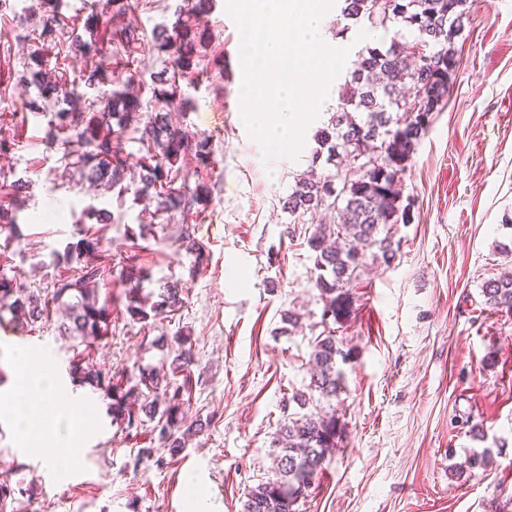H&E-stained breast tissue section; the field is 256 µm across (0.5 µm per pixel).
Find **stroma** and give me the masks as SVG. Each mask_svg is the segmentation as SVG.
<instances>
[{"mask_svg": "<svg viewBox=\"0 0 512 512\" xmlns=\"http://www.w3.org/2000/svg\"><path fill=\"white\" fill-rule=\"evenodd\" d=\"M179 2L149 0L138 13V39L121 55L144 74L163 67L151 34L174 22ZM226 7V0H213L205 17L209 48L222 66H209L198 86H185L189 103L172 115L190 133L212 139L211 199L145 237L138 234L150 220L144 202L78 180L46 143L47 123L32 111L35 89L15 80L39 43L38 0H8L0 8V136L18 141L0 153V178L30 183L13 262L35 285L50 283L59 269L48 254L63 249L84 209L111 211L103 237L113 276L105 292L122 293V260L134 251L152 270L151 289L181 281L186 303L145 329L120 320L108 343L77 353L96 368L135 374L171 353L172 336L189 334L188 418L204 422L168 464L134 471L130 461L151 435L129 442L107 415L108 398L87 385L76 388L67 374L77 354L69 338L53 323L29 332L0 323L1 369L13 373L14 345L47 352L62 402L79 389L95 412L96 431L65 483L48 476L42 460L21 455L10 419H0V476L33 487L39 512H188L184 482L192 472L202 477L207 512H242L249 490L273 475L272 442L286 412L299 410L292 397L308 390L312 344L323 330L307 243L319 217L292 221L283 202L296 177L331 170L316 160L313 134L335 112L344 79L331 82L298 158L265 167L241 116L240 35ZM339 15L328 11L326 31L343 32L350 70L359 51L389 37L363 24L340 30ZM456 47L460 64L448 106L402 178L413 219L395 227L397 256L389 264L367 261L347 290L349 315L335 325L352 357L342 366L339 399L317 409L336 413L341 448L297 512H512V315L486 310L481 294L484 281L512 268V228L504 224L512 216V0H473ZM185 223L205 246L196 273L178 242ZM288 311L300 323L285 333L281 316ZM476 428L483 438L473 436ZM486 449L488 467L465 468Z\"/></svg>", "mask_w": 512, "mask_h": 512, "instance_id": "obj_1", "label": "stroma"}]
</instances>
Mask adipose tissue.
<instances>
[{
  "mask_svg": "<svg viewBox=\"0 0 512 512\" xmlns=\"http://www.w3.org/2000/svg\"><path fill=\"white\" fill-rule=\"evenodd\" d=\"M14 352L19 381L0 395V414L13 418L21 434L23 454L46 460L51 475L58 482H67L74 462L83 453V439L90 429L79 420L78 409L58 411L57 385L49 355L34 359L20 346ZM43 406L55 410L54 428L51 434L35 436L31 428Z\"/></svg>",
  "mask_w": 512,
  "mask_h": 512,
  "instance_id": "ef3b65f1",
  "label": "adipose tissue"
}]
</instances>
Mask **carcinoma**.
Instances as JSON below:
<instances>
[{"label":"carcinoma","instance_id":"carcinoma-1","mask_svg":"<svg viewBox=\"0 0 512 512\" xmlns=\"http://www.w3.org/2000/svg\"><path fill=\"white\" fill-rule=\"evenodd\" d=\"M63 0H40L48 6L40 37L49 45L58 40ZM170 27L157 29L152 38L153 52L165 67L151 76L153 110L142 97L131 92L132 85L145 81L130 61L113 53L112 90L97 94L104 71L90 64L70 78L67 69L48 67L44 49L31 52L30 64L16 71V80L30 85L38 96L54 100L57 107L42 113L47 119L49 147L63 153L67 165L81 178L100 185L121 198L131 192L139 201L155 205L154 214L172 221L197 205L210 200L204 182L190 186L184 162L192 158L195 170L216 164L212 139L206 135L190 138L182 127L173 124L170 112L187 104L182 83L199 84L207 73L203 51L209 48L210 33L200 15L211 9L210 0H183ZM90 14L83 30L85 39L71 32L70 48L81 58L102 52V42L121 46L137 36V14L129 0H90ZM469 0H343L341 15L362 22L371 30L393 32L389 46L366 48L359 54L339 94L336 112L327 127L317 131L319 148L327 159L343 158L336 171L328 175L300 177L283 202V209L294 218L326 210L333 215L327 224L314 227L308 245L315 253L318 271L315 287L323 301L322 321L338 320L346 314V292L360 274L368 257L388 264L396 257L399 243L390 229L411 221V203L404 202L401 178L418 143L426 135L434 114L448 103L458 70L456 38L464 29ZM91 112H74L58 104L87 99ZM139 137L144 155L135 182L126 181L128 170L126 140ZM30 185L17 179L0 182V321L11 315L14 326L26 329L50 321L55 312L64 311L60 335L76 345L102 342L112 337V306L123 309L127 320L149 326V320L175 315L185 304L179 282H166L157 300L144 293L151 271L132 255L126 257L125 289L120 296L101 295V284L112 269V259L104 254L100 231L113 223L104 208L90 206L86 213L96 224L74 225L75 242L63 252L51 253L52 264L65 262L70 270L46 288H35L15 266H7L10 244L21 237L17 224L25 194ZM180 246L203 263L205 246L194 237L187 224L179 234ZM484 304L491 311L512 315V275L504 274L484 281ZM189 336L178 334L173 342L177 354L163 369H151L129 377L124 384L113 381L112 373L71 360L68 375L102 391L110 400L108 414L125 434L136 437L153 424L158 446L142 447L132 458L133 468L151 463L160 466L165 451L173 456L185 448L186 440L197 428L183 427L190 404L194 361L186 347ZM349 351L334 334L315 338L311 352L309 389L330 402L343 392V373L338 361H346ZM343 428L336 414L323 415L310 410L290 416L277 432L273 447L274 474L248 493L244 512H295L294 505L306 495L325 469L333 449L342 438ZM32 499V488L9 479H0V512H14L18 497Z\"/></svg>","mask_w":512,"mask_h":512}]
</instances>
